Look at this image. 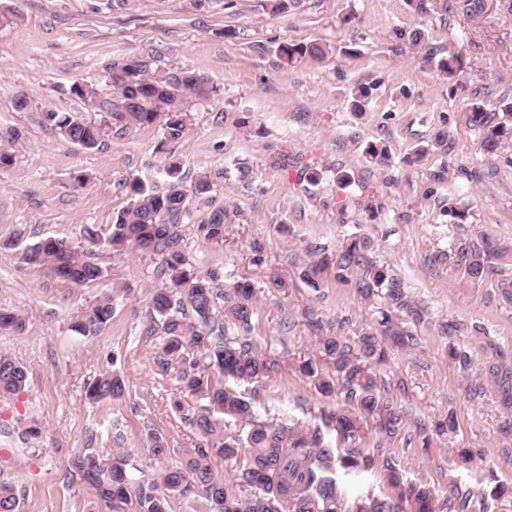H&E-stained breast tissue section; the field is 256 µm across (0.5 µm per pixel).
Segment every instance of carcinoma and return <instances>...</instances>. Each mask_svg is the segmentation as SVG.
Wrapping results in <instances>:
<instances>
[{"label":"carcinoma","mask_w":512,"mask_h":512,"mask_svg":"<svg viewBox=\"0 0 512 512\" xmlns=\"http://www.w3.org/2000/svg\"><path fill=\"white\" fill-rule=\"evenodd\" d=\"M470 18L486 13L485 0H458ZM301 0H262L273 15L287 14ZM326 49L317 42L283 43L276 49L279 65L289 66L304 59H321ZM425 61L448 80L463 71L462 56ZM105 88L74 83L72 95L96 112L104 122L96 125L81 112H46L44 117L71 143L84 149L100 145L104 127L127 130L160 124V147L181 140L186 130L182 100L193 95L206 99L216 92L201 75L188 68H160L151 57L114 63ZM374 85L358 82L350 90V106L366 111ZM466 122L480 136V152L491 160L501 145L512 140V99H499L490 112L478 101L469 103ZM440 152L448 153V133L437 131L431 143L417 149L414 160ZM131 203L118 212L107 227L85 229L87 241L99 249H139L159 256L158 277L163 287L150 291V308L162 321L166 341L157 352L156 364L165 375L172 374L181 392L197 402L188 406L184 418L201 441L183 453L180 465H168L170 448L159 436L147 448L152 473L135 477L131 455L117 450L108 456L79 453L69 460L77 474L108 502L112 512H170L175 496L197 495L205 512H491L494 503L512 496V487L487 469L475 481L448 476L438 492L423 479L406 476L400 460L386 449L400 443L403 448L432 446L436 438L454 442L459 423L454 412L426 424L408 422L409 415L393 396L396 387L380 375L393 350L411 352L421 344L418 327L426 322V310L413 301L404 281L374 259L375 241L367 234L353 233L334 253L313 250L304 263L302 280L312 288L334 271L336 279L354 283L357 293L375 308L372 318L355 336L343 328L323 330L313 311L305 313L316 335V354L299 359L297 370L318 394L335 405L323 411L324 425L335 432L325 441L321 431L295 425H275L255 415L246 394L228 383L250 385L266 379L278 369L253 340L257 314L256 293L244 279L216 288L217 275L195 270L182 246L184 220L193 206L209 201L211 183L198 178L186 189L180 166L166 162L152 178L135 177L129 182ZM227 210L213 208L208 219L196 226L207 241L224 238ZM64 240L41 239L23 251L25 262L42 267L55 277L75 285H86L104 276L91 255L77 247H62ZM433 261L470 283H480L498 262L512 260V244L485 232L480 242H459L432 256ZM112 294L106 293L73 317L72 331L94 336L112 320ZM448 360L465 379L475 367L473 355L452 341ZM489 379L498 386L500 403L512 408V369L500 362L487 366ZM27 382V369L19 361L0 354V395L16 394ZM125 382L107 372L86 388L94 402L119 399ZM375 442L367 447L368 435ZM217 457L235 465V475L222 478L212 468ZM383 474L385 489L362 492L349 499L342 478L373 468ZM14 485L0 481V512H18Z\"/></svg>","instance_id":"1"}]
</instances>
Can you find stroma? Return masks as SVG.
<instances>
[{"label": "stroma", "mask_w": 512, "mask_h": 512, "mask_svg": "<svg viewBox=\"0 0 512 512\" xmlns=\"http://www.w3.org/2000/svg\"><path fill=\"white\" fill-rule=\"evenodd\" d=\"M1 12L9 20L0 24V153L8 156L0 163V240L54 236L87 247L85 227L110 224L129 204L125 183L172 154L184 186L209 177L212 205L237 214L222 241H207L196 226L210 205H197L183 225L182 246L197 269L247 280L258 293L252 336L278 370L247 389L257 417L312 428L328 401L294 370L315 351L304 313L314 310L326 328L339 324L352 336L369 309L352 285L329 275L314 289L300 268L310 247L333 251L346 235L368 234L378 264L397 273L429 313L420 348L392 355L385 380L404 382L397 399L412 419L430 423L455 412L456 444L481 452L482 465L512 483V410L503 409L489 382L484 398L471 400L447 351V331L457 327L477 369L492 361L494 348L512 354V306L498 288L512 281V262L471 284L430 261L435 251L479 242L486 231L512 241V141L486 160L465 119L471 100L491 108L512 96V15L493 8L471 20L456 0H304L282 16L258 0H234L230 8L224 0L202 7L195 0H129L122 7L112 0H0ZM415 29L427 35L417 46L407 38ZM312 41L327 46L324 59L279 67L278 44ZM429 52L462 56L465 92L424 63ZM148 55L165 68L192 69L215 88L208 99L183 100L185 135L168 153L159 150L157 125L107 133L87 150L44 121L50 110H79L100 123L101 114L72 96L71 85H104L112 63ZM361 80L376 88L366 111L356 113L348 93ZM21 94L31 105L19 112L14 100ZM440 129L452 142L447 156L408 163ZM371 142L385 148V167L365 161ZM443 163L448 178L438 184L430 173ZM242 165L250 169L244 181L237 177ZM325 167L349 172L352 184L304 180L303 170ZM452 201L468 208L466 223L447 214ZM369 202L375 215L364 209ZM97 261L103 278L77 286L25 263L20 249L0 250V309L24 320L21 331L0 330V352L28 370L23 391L0 397V425L13 431L0 435V475L14 483L19 512H111L68 472L72 454L121 448L145 470L150 435L167 441L173 466L196 438L173 407L176 381L153 362L165 341L147 300L161 285L157 256L107 250ZM275 279L283 289L272 287ZM109 290L111 321L95 336L74 333L76 312ZM105 372L124 378V396L89 402L88 383ZM32 420L42 438L27 444L21 432ZM393 451L409 476L445 487L451 453Z\"/></svg>", "instance_id": "35a3bbf8"}]
</instances>
